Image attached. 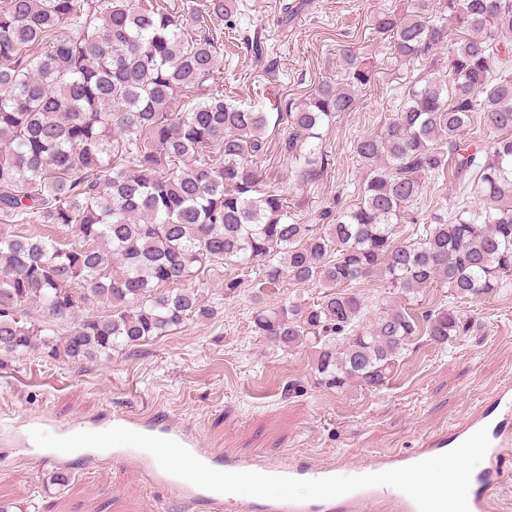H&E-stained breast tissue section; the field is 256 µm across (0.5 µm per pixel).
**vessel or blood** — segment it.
<instances>
[{
  "label": "vessel or blood",
  "mask_w": 512,
  "mask_h": 512,
  "mask_svg": "<svg viewBox=\"0 0 512 512\" xmlns=\"http://www.w3.org/2000/svg\"><path fill=\"white\" fill-rule=\"evenodd\" d=\"M496 407L489 412L479 411L459 424L452 433L431 436L423 440L422 448L413 453H397L375 458L363 465V472H382L404 467L430 458L431 454L446 453L448 449L458 446L477 430L489 431L490 448L486 454L488 465L480 474V490L470 491L468 496L470 512H490V496L505 476L506 453L512 446V383L499 385L495 390ZM224 468L227 471H255L270 475L289 477L306 476L309 479H321L335 476L332 467H322L307 471L294 466H280L269 463L260 464L247 459L226 458ZM378 493L377 488L369 487L355 491L348 496L332 500L309 502L264 501L263 512H346L349 504L370 499Z\"/></svg>",
  "instance_id": "b4317fda"
}]
</instances>
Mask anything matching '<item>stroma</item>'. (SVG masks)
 Instances as JSON below:
<instances>
[{
    "label": "stroma",
    "instance_id": "stroma-1",
    "mask_svg": "<svg viewBox=\"0 0 512 512\" xmlns=\"http://www.w3.org/2000/svg\"><path fill=\"white\" fill-rule=\"evenodd\" d=\"M286 2L236 0L234 29L216 22L220 49L211 86L238 106L276 114L268 150L257 160L263 185L282 192L296 221L325 225L361 199L365 171L352 152L354 141L380 131L409 86L429 70L447 73L448 53L404 63L391 38L376 32L380 12L404 14L412 0H304L289 17ZM345 45L369 62L371 81L358 90L353 111L323 128L324 174L306 182L285 149L288 122L280 113L321 82H344ZM473 201L449 176H439L426 182L410 215L431 224ZM224 274L215 265L189 282L214 308L211 318L151 338L137 355L118 351L74 365L41 350L0 354V504L9 512H260L258 500L245 495L220 505L203 496L183 499L156 477L153 458L136 450L127 464L94 452L46 461L30 431L107 428L128 415L150 434L186 429L219 465L228 456L256 458L332 465L348 475L376 453L416 450L428 435L448 430L490 400L501 381L512 380L510 283L490 299L459 304L463 316L479 323L478 331L441 346L416 337L379 390L312 387L282 399V383L309 380L312 355L302 347L281 351L254 333L259 266L240 270L243 284L230 298ZM60 473L67 477L61 486Z\"/></svg>",
    "mask_w": 512,
    "mask_h": 512
}]
</instances>
